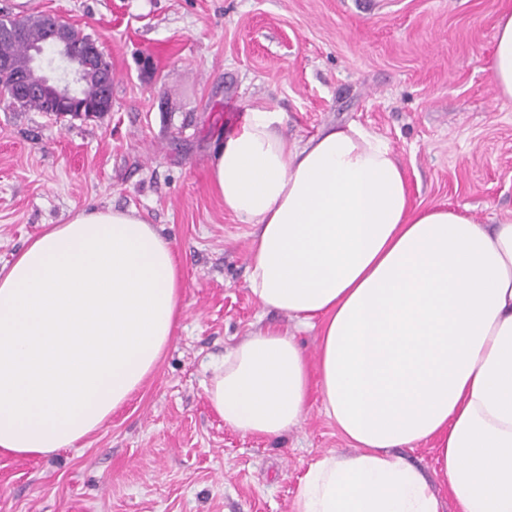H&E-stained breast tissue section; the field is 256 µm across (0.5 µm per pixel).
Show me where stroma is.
Returning a JSON list of instances; mask_svg holds the SVG:
<instances>
[{
	"mask_svg": "<svg viewBox=\"0 0 512 512\" xmlns=\"http://www.w3.org/2000/svg\"><path fill=\"white\" fill-rule=\"evenodd\" d=\"M512 0H0L52 14L112 65V106L71 119L0 101V267L91 207L136 208L167 236L184 311L148 382L86 442L0 455V512H293L322 454L351 453L318 397L299 426L244 437L210 408L211 362L259 323L247 287L251 227L225 213L213 148L247 110L306 138L358 122L385 137L414 203L512 214V101L491 79L494 23ZM456 512L436 450L402 449Z\"/></svg>",
	"mask_w": 512,
	"mask_h": 512,
	"instance_id": "1",
	"label": "stroma"
}]
</instances>
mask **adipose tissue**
Segmentation results:
<instances>
[{"label":"adipose tissue","instance_id":"obj_1","mask_svg":"<svg viewBox=\"0 0 512 512\" xmlns=\"http://www.w3.org/2000/svg\"><path fill=\"white\" fill-rule=\"evenodd\" d=\"M491 73L512 100V10ZM253 228L261 308L318 329L250 333L206 388L226 427L275 438L312 391L353 447L311 462L294 512H442L400 451L434 442L459 512H512V216L413 206L391 143L361 124L288 138L253 109L210 160ZM172 244L136 210L82 209L0 268V453L44 456L98 431L157 368L183 314Z\"/></svg>","mask_w":512,"mask_h":512}]
</instances>
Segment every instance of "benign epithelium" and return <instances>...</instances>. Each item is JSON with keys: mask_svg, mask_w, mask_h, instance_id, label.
Returning <instances> with one entry per match:
<instances>
[{"mask_svg": "<svg viewBox=\"0 0 512 512\" xmlns=\"http://www.w3.org/2000/svg\"><path fill=\"white\" fill-rule=\"evenodd\" d=\"M49 27L46 44L32 50V68L29 75L15 76V83L0 85V95L8 98L39 94L51 112H66L77 117L90 118L105 109L112 97V68L99 63L96 77L101 87L99 98L90 102L80 93V84L89 64L100 56L95 42L74 43L60 32L55 18L45 17Z\"/></svg>", "mask_w": 512, "mask_h": 512, "instance_id": "obj_1", "label": "benign epithelium"}]
</instances>
